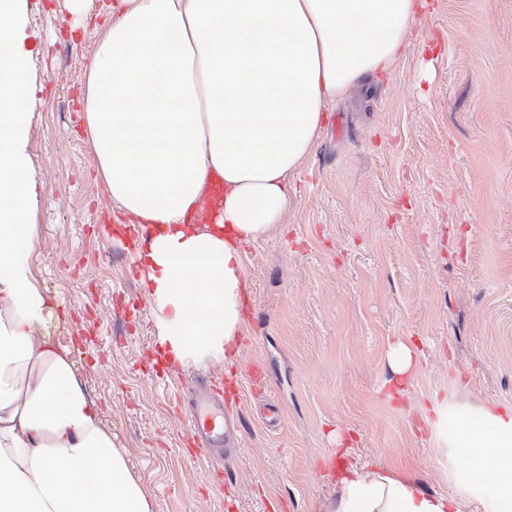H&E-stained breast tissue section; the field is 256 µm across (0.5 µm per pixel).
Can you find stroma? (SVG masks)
<instances>
[{"label":"stroma","mask_w":512,"mask_h":512,"mask_svg":"<svg viewBox=\"0 0 512 512\" xmlns=\"http://www.w3.org/2000/svg\"><path fill=\"white\" fill-rule=\"evenodd\" d=\"M110 2L87 0L73 30L66 0H22L33 276L155 512H327L339 463L454 492L448 469L465 463L419 431L418 407H512V0H428L403 63L329 103L283 224L245 248L239 357L184 365L159 360L140 227L98 185L84 134ZM402 339L420 368L394 401L387 352ZM202 378L239 419L220 477L189 457L170 398Z\"/></svg>","instance_id":"35a3bbf8"}]
</instances>
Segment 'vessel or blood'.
<instances>
[{
    "label": "vessel or blood",
    "instance_id": "vessel-or-blood-1",
    "mask_svg": "<svg viewBox=\"0 0 512 512\" xmlns=\"http://www.w3.org/2000/svg\"><path fill=\"white\" fill-rule=\"evenodd\" d=\"M213 391L212 385L194 382L186 386L181 399L195 444L194 461L220 467L224 464L227 418L223 402Z\"/></svg>",
    "mask_w": 512,
    "mask_h": 512
}]
</instances>
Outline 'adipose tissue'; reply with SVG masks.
Segmentation results:
<instances>
[{"label": "adipose tissue", "instance_id": "obj_1", "mask_svg": "<svg viewBox=\"0 0 512 512\" xmlns=\"http://www.w3.org/2000/svg\"><path fill=\"white\" fill-rule=\"evenodd\" d=\"M20 0H0V512H155L72 353L46 332L28 154L35 103L13 51ZM425 0H113L83 80L96 180L153 233L138 256L162 356L233 362L246 246L283 223L327 103L390 74ZM435 447L463 455L454 493L342 465L328 512H512V407L444 398L421 409Z\"/></svg>", "mask_w": 512, "mask_h": 512}]
</instances>
